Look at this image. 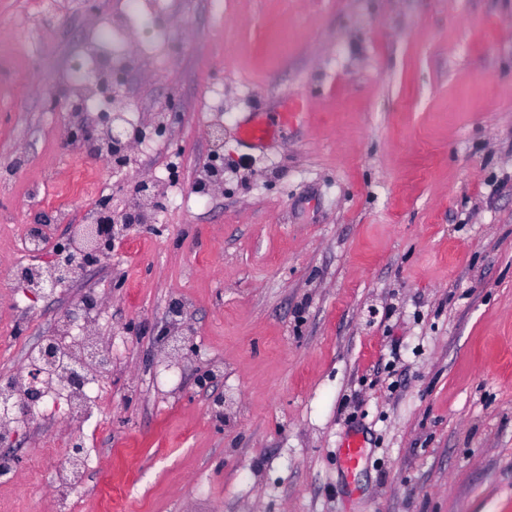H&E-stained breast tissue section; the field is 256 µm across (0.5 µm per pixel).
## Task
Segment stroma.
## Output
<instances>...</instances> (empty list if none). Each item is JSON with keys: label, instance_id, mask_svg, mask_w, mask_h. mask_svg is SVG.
I'll return each instance as SVG.
<instances>
[{"label": "stroma", "instance_id": "stroma-1", "mask_svg": "<svg viewBox=\"0 0 512 512\" xmlns=\"http://www.w3.org/2000/svg\"><path fill=\"white\" fill-rule=\"evenodd\" d=\"M130 3L0 0V168L24 160L0 187V375L60 316L82 325L86 296L112 340L98 415L75 426L91 472L72 512L111 490L121 512H512V0ZM110 20L140 51L134 126L177 109L103 185L167 189L175 154L179 189L111 263L34 297L13 276L24 232L64 241L44 175L101 170L67 151L44 87L67 90ZM282 112L274 138L241 137ZM178 300L191 339L170 370ZM54 430L0 447L20 476L0 512L45 490L29 477Z\"/></svg>", "mask_w": 512, "mask_h": 512}]
</instances>
